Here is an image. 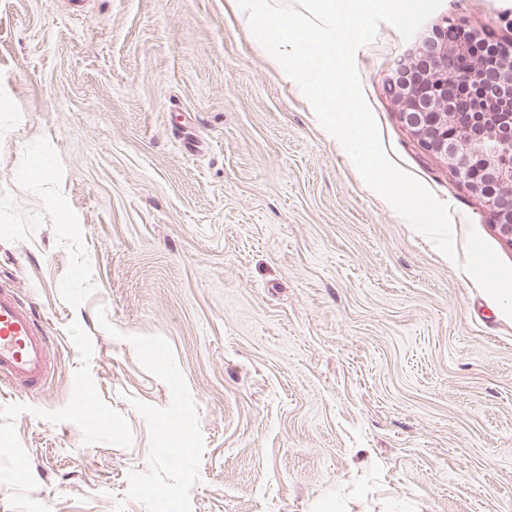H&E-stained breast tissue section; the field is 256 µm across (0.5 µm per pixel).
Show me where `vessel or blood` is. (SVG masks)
Segmentation results:
<instances>
[{"label": "vessel or blood", "mask_w": 512, "mask_h": 512, "mask_svg": "<svg viewBox=\"0 0 512 512\" xmlns=\"http://www.w3.org/2000/svg\"><path fill=\"white\" fill-rule=\"evenodd\" d=\"M49 338L11 284L0 283V380L21 392L45 389L51 375Z\"/></svg>", "instance_id": "b4317fda"}]
</instances>
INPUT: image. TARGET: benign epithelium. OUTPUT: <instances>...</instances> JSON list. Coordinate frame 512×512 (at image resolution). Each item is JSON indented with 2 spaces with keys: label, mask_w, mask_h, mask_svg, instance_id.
Masks as SVG:
<instances>
[{
  "label": "benign epithelium",
  "mask_w": 512,
  "mask_h": 512,
  "mask_svg": "<svg viewBox=\"0 0 512 512\" xmlns=\"http://www.w3.org/2000/svg\"><path fill=\"white\" fill-rule=\"evenodd\" d=\"M448 21L435 25L400 58L385 82L386 97L425 153L448 162L473 192L480 194L501 238L512 246V80L494 69L472 70L466 83L478 93L463 97L448 80V57L468 56L488 43L485 33L465 27L448 40ZM454 126L448 135V125ZM477 152L484 159L479 174L468 162Z\"/></svg>",
  "instance_id": "7a95c632"
}]
</instances>
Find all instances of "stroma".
Returning a JSON list of instances; mask_svg holds the SVG:
<instances>
[{
    "label": "stroma",
    "instance_id": "obj_1",
    "mask_svg": "<svg viewBox=\"0 0 512 512\" xmlns=\"http://www.w3.org/2000/svg\"><path fill=\"white\" fill-rule=\"evenodd\" d=\"M446 18L512 40V0ZM413 45L355 65L454 261L228 0H0V279L53 362L0 384V512H512V247L383 93Z\"/></svg>",
    "mask_w": 512,
    "mask_h": 512
}]
</instances>
